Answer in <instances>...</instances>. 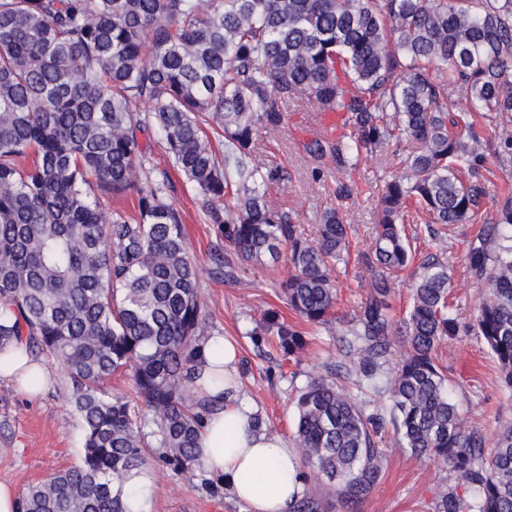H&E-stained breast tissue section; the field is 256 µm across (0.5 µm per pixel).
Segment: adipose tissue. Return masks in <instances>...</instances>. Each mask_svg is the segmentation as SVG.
<instances>
[{"label":"adipose tissue","mask_w":512,"mask_h":512,"mask_svg":"<svg viewBox=\"0 0 512 512\" xmlns=\"http://www.w3.org/2000/svg\"><path fill=\"white\" fill-rule=\"evenodd\" d=\"M235 359L221 336L201 348L192 383L208 406L198 432L199 459L251 512H291L304 490L299 453L281 436L256 428L257 411L240 393ZM1 380L32 399L56 385L46 362L22 343L0 350Z\"/></svg>","instance_id":"adipose-tissue-1"}]
</instances>
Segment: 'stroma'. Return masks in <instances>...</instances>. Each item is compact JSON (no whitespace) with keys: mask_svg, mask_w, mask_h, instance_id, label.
Segmentation results:
<instances>
[{"mask_svg":"<svg viewBox=\"0 0 512 512\" xmlns=\"http://www.w3.org/2000/svg\"><path fill=\"white\" fill-rule=\"evenodd\" d=\"M282 115L276 131L258 133L256 158L283 171L284 178L272 189L271 198L289 211L308 235H315L324 211L331 207L338 208L349 224V251L335 272L336 308L344 314L353 313L369 293L370 272L365 257L371 253L376 235V198L371 189L394 170L396 162L390 156L373 157L349 174L332 167L318 168L304 149L307 142L321 134L313 102L304 96L288 100ZM172 180L170 199L183 213L207 323L235 346L241 390L263 418L264 431L292 438L299 392L322 373L326 362L341 358L336 348V328L308 326L289 309L282 292L290 274L287 258L243 265L235 282L215 277L211 251L216 237L213 225L207 222L203 201L180 173L173 172ZM479 180L485 191L482 218L491 224L496 220L501 191L512 187V156L489 157ZM344 184L353 188L346 199L338 195ZM475 231V225L456 224L435 241L424 225H406L416 262L395 285L391 300L395 318L407 316L412 275L418 272L419 261L433 253L448 266L455 311L463 321L472 319L481 288L467 267L465 255ZM269 310L277 311L286 323L302 332L306 346L300 357L288 360L271 346L256 345L263 314ZM439 359L447 369L460 414L469 425L490 432L498 423H512V395L503 390L496 365L478 338L467 336L444 342ZM53 373L55 389L38 399L28 398L0 381V482L10 484L19 493L77 464L82 453L80 421L69 404L70 379L62 367H54ZM380 446L386 455L383 474L355 512H435L439 490L451 482L447 468L412 457L389 431L383 434ZM202 477L198 470L176 475L156 467L147 479L150 512H247L246 505L226 490L214 495L205 492Z\"/></svg>","mask_w":512,"mask_h":512,"instance_id":"35a3bbf8","label":"stroma"}]
</instances>
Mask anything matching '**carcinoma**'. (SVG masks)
<instances>
[{
  "instance_id": "cac0c4a2",
  "label": "carcinoma",
  "mask_w": 512,
  "mask_h": 512,
  "mask_svg": "<svg viewBox=\"0 0 512 512\" xmlns=\"http://www.w3.org/2000/svg\"><path fill=\"white\" fill-rule=\"evenodd\" d=\"M459 89L470 107L450 119ZM300 93L343 114L336 140L305 145L320 164L346 173L390 154L401 165L377 189L370 293L348 319L335 315L334 272L349 225L329 208L308 238L268 199L281 171L250 162L256 133L276 129ZM477 112L512 114V0H0V348L23 341L64 367L83 432L80 461L29 486L19 512H127L154 465L201 467L206 408L189 384L211 332L170 174L139 146L151 128L235 252L216 255L215 274L233 279L237 262L285 248L288 306L309 325L336 323L352 368L329 365L297 397L304 483L326 485L349 512L377 484L386 419L339 380L378 387L400 337L393 436L448 467L436 512H512V423L491 435L467 424L437 359L443 342L475 336L512 391V194L468 245L482 283L471 321L453 314L435 255L411 284L408 316L390 315L393 282L413 261L402 224L419 210L432 224L478 223L487 148L512 154V137L483 147ZM118 197L135 199L137 218L101 208ZM264 322L284 357L301 353L295 326L274 310ZM120 371L132 373L141 420L110 389ZM321 510L305 492L292 512Z\"/></svg>"
}]
</instances>
